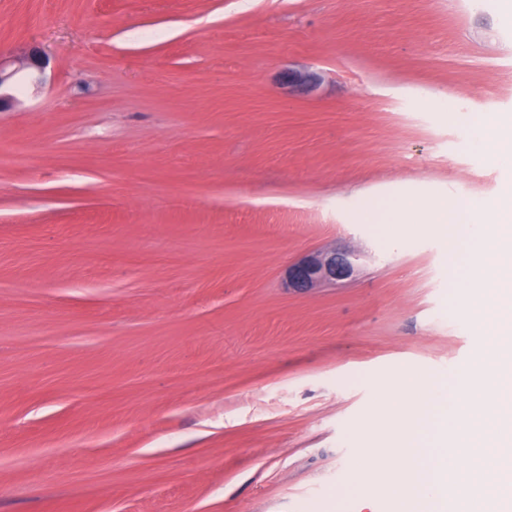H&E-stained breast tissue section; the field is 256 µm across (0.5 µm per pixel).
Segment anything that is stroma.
Instances as JSON below:
<instances>
[{"label": "stroma", "mask_w": 512, "mask_h": 512, "mask_svg": "<svg viewBox=\"0 0 512 512\" xmlns=\"http://www.w3.org/2000/svg\"><path fill=\"white\" fill-rule=\"evenodd\" d=\"M502 4L0 0V57H49L0 112V512H328L374 387L476 342L411 228L512 181L469 140L512 114ZM48 64V56L34 49L26 64V68L29 70L25 78L26 82L35 87L40 86L43 83L44 72ZM394 206L397 209H404V203L396 201L393 204H387L383 209L375 202L374 198H364L361 201L360 217L366 224H391L388 220V212ZM359 255L355 252L309 254L288 271V285L295 290H309L318 283H336L352 277Z\"/></svg>", "instance_id": "1"}]
</instances>
